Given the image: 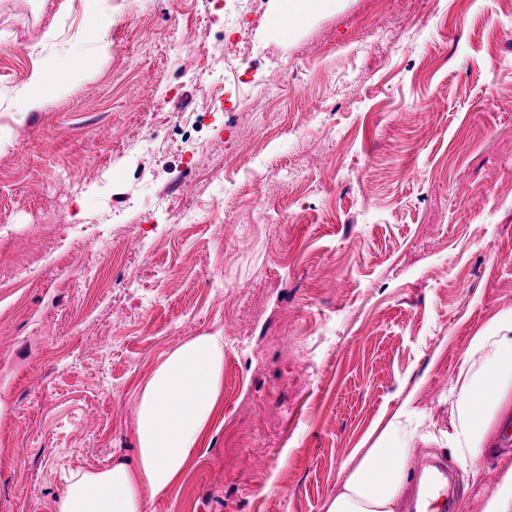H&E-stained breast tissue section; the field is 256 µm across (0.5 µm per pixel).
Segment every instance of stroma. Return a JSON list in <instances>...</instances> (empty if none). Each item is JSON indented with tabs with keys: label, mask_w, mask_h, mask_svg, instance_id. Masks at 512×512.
<instances>
[{
	"label": "stroma",
	"mask_w": 512,
	"mask_h": 512,
	"mask_svg": "<svg viewBox=\"0 0 512 512\" xmlns=\"http://www.w3.org/2000/svg\"><path fill=\"white\" fill-rule=\"evenodd\" d=\"M274 8L112 0L110 46L76 54L82 0H0L1 93L44 55L78 69L40 110L0 111V512H53L69 470L135 459L139 385L217 331L224 409L149 512H323L407 398L450 512L496 490L512 426L459 461L449 389L512 309V0H338L286 36ZM240 29V79L182 153L177 113L206 110L187 75ZM187 202L200 223H175Z\"/></svg>",
	"instance_id": "obj_1"
}]
</instances>
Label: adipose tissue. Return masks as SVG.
I'll return each instance as SVG.
<instances>
[{
    "instance_id": "obj_1",
    "label": "adipose tissue",
    "mask_w": 512,
    "mask_h": 512,
    "mask_svg": "<svg viewBox=\"0 0 512 512\" xmlns=\"http://www.w3.org/2000/svg\"><path fill=\"white\" fill-rule=\"evenodd\" d=\"M69 67L55 58L31 71L14 111L42 107L47 89L67 91ZM452 392L456 410L448 440L463 460H477L499 414L512 408V310L493 316L472 336ZM224 395V338L207 333L167 352L136 397L135 462L69 470L56 512H145L147 499L182 481L207 439ZM418 418L409 403L388 419L369 447L354 449L339 470L325 512H399L408 479L409 444Z\"/></svg>"
}]
</instances>
